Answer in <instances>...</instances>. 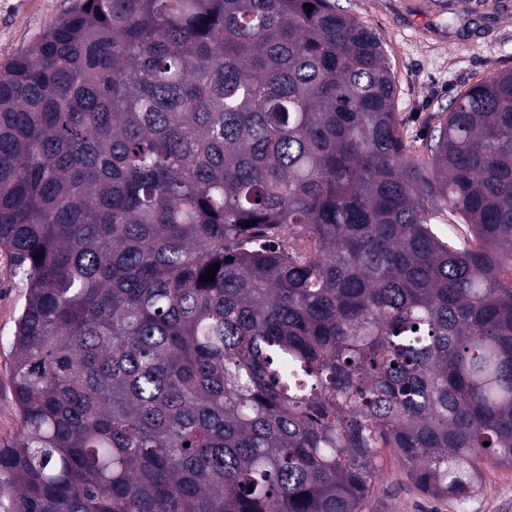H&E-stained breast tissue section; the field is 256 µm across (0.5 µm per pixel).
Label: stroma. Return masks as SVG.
Masks as SVG:
<instances>
[{
    "label": "stroma",
    "instance_id": "35a3bbf8",
    "mask_svg": "<svg viewBox=\"0 0 512 512\" xmlns=\"http://www.w3.org/2000/svg\"><path fill=\"white\" fill-rule=\"evenodd\" d=\"M382 38L396 75V110L409 140L421 141L429 116L447 111L465 85L512 68V0H456L455 15L435 0H336ZM76 0H0V67ZM25 290L12 253L0 247V445L20 419L11 395L12 339ZM372 512H512V469L486 462L482 490L466 504L434 500L409 486L395 457L385 455Z\"/></svg>",
    "mask_w": 512,
    "mask_h": 512
}]
</instances>
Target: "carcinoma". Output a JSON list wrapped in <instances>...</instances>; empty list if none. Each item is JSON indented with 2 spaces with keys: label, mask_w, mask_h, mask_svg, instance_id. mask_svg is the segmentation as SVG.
Listing matches in <instances>:
<instances>
[{
  "label": "carcinoma",
  "mask_w": 512,
  "mask_h": 512,
  "mask_svg": "<svg viewBox=\"0 0 512 512\" xmlns=\"http://www.w3.org/2000/svg\"><path fill=\"white\" fill-rule=\"evenodd\" d=\"M396 93L334 0H79L0 69L9 512H366L385 452L461 503L512 468V69L422 153ZM25 289L12 253L0 247V446L12 441L20 429L10 386L11 343L24 303Z\"/></svg>",
  "instance_id": "1"
}]
</instances>
